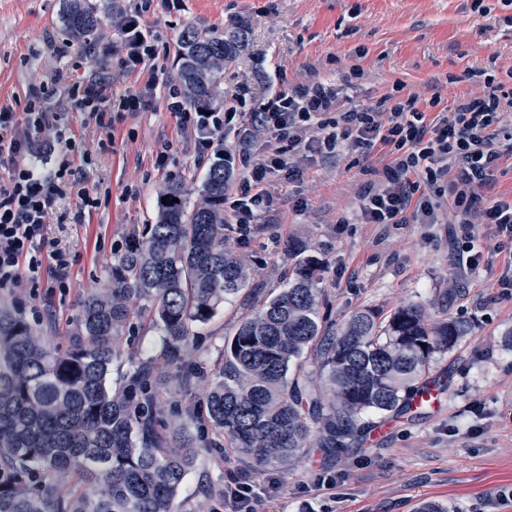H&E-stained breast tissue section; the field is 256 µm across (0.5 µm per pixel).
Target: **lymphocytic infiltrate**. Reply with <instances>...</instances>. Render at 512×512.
Listing matches in <instances>:
<instances>
[{"label":"lymphocytic infiltrate","instance_id":"1","mask_svg":"<svg viewBox=\"0 0 512 512\" xmlns=\"http://www.w3.org/2000/svg\"><path fill=\"white\" fill-rule=\"evenodd\" d=\"M139 23L129 15L122 26L124 64L130 69L156 58ZM156 87L148 81L116 101L111 84L94 75L65 87L64 95L69 107L108 132L113 105L143 111L154 103ZM349 99L347 86L311 81L257 104L244 84L225 93L223 110L207 113L189 107L173 87L164 107L191 144L196 164L219 153L232 161V152L223 149L229 126L245 148L256 150L255 160L246 161L239 180L224 192V221L241 236L264 231L262 219L275 206L267 188L271 177L294 182L303 174L302 160L359 149L378 166L377 180L360 195V223L434 224L446 210L465 241H472L482 224L495 225L512 239V195L496 190L503 162L512 159V88L488 79L480 95L457 98L445 109L436 97L422 105L416 96L389 94L360 109L349 107ZM54 145L65 154L54 169L38 173L26 164V156ZM85 151L70 132L67 113L50 110L42 90L33 89L23 115L0 108V289L30 286L51 294L67 288L72 261L64 252L46 250L45 218L70 193L80 211L98 207L81 170L68 160Z\"/></svg>","mask_w":512,"mask_h":512}]
</instances>
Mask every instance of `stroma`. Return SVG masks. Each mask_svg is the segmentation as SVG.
Masks as SVG:
<instances>
[{"label":"stroma","mask_w":512,"mask_h":512,"mask_svg":"<svg viewBox=\"0 0 512 512\" xmlns=\"http://www.w3.org/2000/svg\"><path fill=\"white\" fill-rule=\"evenodd\" d=\"M93 2L107 12L120 4L123 14L105 22L98 41L87 47L62 24L61 0H0V107L24 112L30 88L54 73L67 84L106 76L117 96L144 86L156 67L175 78L183 26L197 21L220 29L236 17L253 28L252 57L226 71L220 89L245 82L259 101L290 84L341 82L355 66L361 74L350 103L357 107L398 86L423 100L438 95L448 102L485 74L512 82V0H484L480 11L472 0H183L169 12L160 0ZM134 11L156 37L157 59L155 67L131 72L121 66V28L123 15ZM69 122L92 151L86 186L105 187L107 194L90 215L79 216L72 194L47 218L48 244L73 261L65 291L48 298L26 288L0 290V302L22 309L59 345L81 298L107 278L114 246L126 245L153 223L158 192L179 181L198 193L203 173L163 107L124 115L109 133L75 110ZM164 146L168 161L160 171L154 155ZM374 178L357 154L316 156L297 183L271 178L268 188L279 209L264 232L244 238L229 228L224 235L225 248L248 263L250 284L220 306L196 340L204 379L169 399L178 411L201 413L203 395L223 363L225 336L280 291L288 255L300 241L325 267L322 312L339 324L360 309L386 314L457 289L450 312L470 321L472 332L431 366L430 378L443 385L442 410L399 419L383 437L327 470L309 461L290 468L257 466L201 423L203 451L179 491L182 512H231L225 492L257 476L264 479L257 492L269 512H299L306 501L315 512H413L425 500L447 504L450 512H512V241L495 227L483 228L474 242L483 262L462 268L454 262L461 245L457 225L337 223L338 215H353L360 189ZM162 346L158 331L136 327L113 376L156 359Z\"/></svg>","instance_id":"stroma-1"}]
</instances>
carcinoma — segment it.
I'll return each instance as SVG.
<instances>
[{"mask_svg": "<svg viewBox=\"0 0 512 512\" xmlns=\"http://www.w3.org/2000/svg\"><path fill=\"white\" fill-rule=\"evenodd\" d=\"M62 2L66 28L91 45L101 11L90 0ZM249 37L242 21L222 31L184 26L178 77L191 106L214 103ZM227 181L221 156L195 201L181 183L159 191L155 223L83 298L65 346H49L21 310L0 303V512H180L178 491L200 452L195 415H169L156 362L115 380L112 364L142 320L165 336L162 361L173 377L195 384L196 328L251 277L224 248ZM293 256L287 288L224 339L220 380L204 401L224 447L260 466L286 468L305 455L329 464L360 449L370 419L410 412L435 357L471 331L454 316L430 320L420 304L382 320L357 311L338 327L320 314L322 262L302 248Z\"/></svg>", "mask_w": 512, "mask_h": 512, "instance_id": "carcinoma-1", "label": "carcinoma"}]
</instances>
